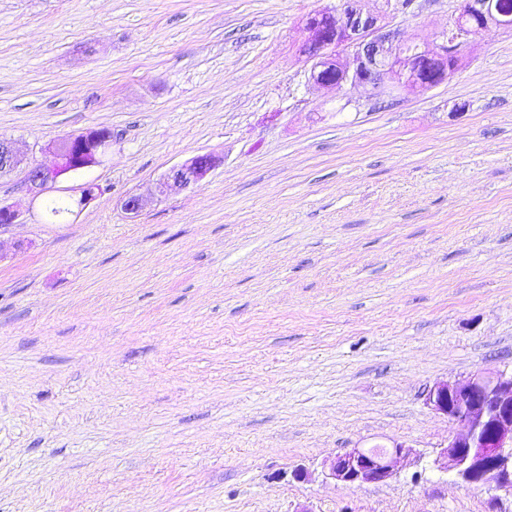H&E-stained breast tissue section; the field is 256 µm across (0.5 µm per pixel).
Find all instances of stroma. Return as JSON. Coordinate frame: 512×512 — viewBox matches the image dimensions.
Here are the masks:
<instances>
[{
	"mask_svg": "<svg viewBox=\"0 0 512 512\" xmlns=\"http://www.w3.org/2000/svg\"><path fill=\"white\" fill-rule=\"evenodd\" d=\"M335 3L0 0V137L48 165L112 131L49 191L98 185L65 218L0 177V512H489L431 468L455 426L425 394L512 369V30L370 100L306 84L303 23ZM457 7L386 23L428 40ZM392 442L421 457L395 479L319 473ZM111 148L112 132L108 128L89 129L50 142L45 151L54 161L50 165L28 167L25 178L28 192L38 198L53 188L61 175L101 164ZM216 161L209 154L196 155L174 166L157 183L158 195H165L173 187L186 188L204 180L215 167Z\"/></svg>",
	"mask_w": 512,
	"mask_h": 512,
	"instance_id": "35a3bbf8",
	"label": "stroma"
}]
</instances>
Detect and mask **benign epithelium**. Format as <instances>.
Segmentation results:
<instances>
[{
  "label": "benign epithelium",
  "mask_w": 512,
  "mask_h": 512,
  "mask_svg": "<svg viewBox=\"0 0 512 512\" xmlns=\"http://www.w3.org/2000/svg\"><path fill=\"white\" fill-rule=\"evenodd\" d=\"M394 8L384 4L373 13L362 0H336L330 10L311 15L303 26L304 55L312 61L308 80L317 90L343 85L370 96L395 91L423 93L458 72L457 63L468 59L476 36L492 23L487 19V0H460L458 16L471 26L451 21L430 44L406 42L387 28L383 19ZM112 148V132L89 129L47 144L50 165H31L27 190L37 198L53 188L58 178L101 164ZM23 163L14 144L0 138V176ZM209 154L196 155L174 166L157 183L165 195L173 187L186 188L204 180L215 167ZM99 188L94 183L79 187L77 208L93 201ZM426 404L459 424L432 460V467L452 473L461 482L483 487L495 505L512 500V371H477L463 381H439L428 388ZM411 447L403 443L350 448L322 463L325 478L345 484L385 483L410 464Z\"/></svg>",
  "instance_id": "7a95c632"
}]
</instances>
